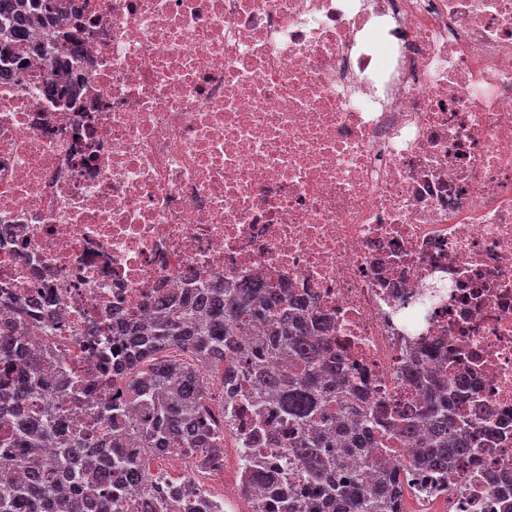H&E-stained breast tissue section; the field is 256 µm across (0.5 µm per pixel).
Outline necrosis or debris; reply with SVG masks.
Returning a JSON list of instances; mask_svg holds the SVG:
<instances>
[{"mask_svg": "<svg viewBox=\"0 0 512 512\" xmlns=\"http://www.w3.org/2000/svg\"><path fill=\"white\" fill-rule=\"evenodd\" d=\"M75 88L30 58L0 84V330L47 305L52 348L99 399L116 319L158 294L256 277L314 305L346 375L394 410L402 368L443 349L482 438L448 477L387 433L396 512H512V0H60ZM99 319L96 339L86 334ZM224 468L148 451L152 477L244 512L243 433Z\"/></svg>", "mask_w": 512, "mask_h": 512, "instance_id": "4bbe7bcc", "label": "necrosis or debris"}]
</instances>
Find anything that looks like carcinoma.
Masks as SVG:
<instances>
[{
	"instance_id": "cac0c4a2",
	"label": "carcinoma",
	"mask_w": 512,
	"mask_h": 512,
	"mask_svg": "<svg viewBox=\"0 0 512 512\" xmlns=\"http://www.w3.org/2000/svg\"><path fill=\"white\" fill-rule=\"evenodd\" d=\"M59 10L56 0H0V81H15L26 66L24 50L30 45L37 44L40 52L60 51L50 27ZM116 330L121 339L112 341V351L126 360V367L108 376L109 397L95 410L96 418L112 424L106 443L110 454L99 463L81 456L91 441L70 432L53 400H46L42 417L23 422L22 433L0 452L36 449L29 467L50 470L59 483L50 488L35 476L17 485L0 475V512L17 506L26 512H87L88 488L112 482L114 471L129 486L148 488L139 458L127 448L131 440L143 449L166 446L190 455L200 467L218 464L221 435L211 427L201 376L209 368L224 369V386L230 388L225 424L245 426L250 417L268 410L288 432V468L270 465L260 450L246 454L249 486L280 485L277 506L256 495L253 512H318L316 503L295 496L288 486V473L295 467L323 499L339 504L333 512H392L398 470L382 469L368 454L374 432L383 427L359 403H342L347 379L339 362L326 357L327 324L288 289L257 278L189 289L175 301L158 295L149 324L122 321ZM13 357L9 334L0 332V401L18 404L33 385L10 377ZM430 363L432 370L416 363L404 368L411 381L428 379L431 395L416 409L396 415L392 425L420 465L446 475L450 463L473 452L471 431L458 423L448 404V396L460 391L465 378L447 374L434 358ZM50 446L58 452L47 460L38 449ZM352 457L361 459L364 469L378 471L380 485L362 500L357 496L361 471L349 474L345 482L336 481V473ZM177 506L213 508L192 485L183 489Z\"/></svg>"
}]
</instances>
